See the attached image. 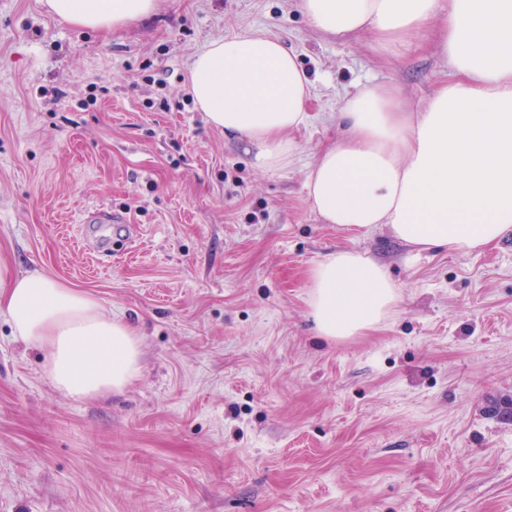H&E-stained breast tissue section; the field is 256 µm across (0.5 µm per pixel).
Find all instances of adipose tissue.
I'll list each match as a JSON object with an SVG mask.
<instances>
[{
	"instance_id": "adipose-tissue-1",
	"label": "adipose tissue",
	"mask_w": 512,
	"mask_h": 512,
	"mask_svg": "<svg viewBox=\"0 0 512 512\" xmlns=\"http://www.w3.org/2000/svg\"><path fill=\"white\" fill-rule=\"evenodd\" d=\"M53 15L109 30L156 11L158 0H46ZM319 31L370 34L384 51L409 48L443 13L436 40L449 80L408 111L398 90L366 85L335 120L345 137L321 149L306 189L328 224H382L419 251L474 254L512 236V0H298ZM187 87L208 123L247 141L260 171L290 163L291 131L310 120L312 84L294 54L260 30L212 39L188 69ZM398 293L385 270L355 250L311 272L309 309L318 335L345 339L380 327ZM15 336L45 354V373L64 396L122 391L140 369L135 330L90 294L32 270L0 290Z\"/></svg>"
}]
</instances>
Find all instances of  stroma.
Segmentation results:
<instances>
[{
  "instance_id": "stroma-1",
  "label": "stroma",
  "mask_w": 512,
  "mask_h": 512,
  "mask_svg": "<svg viewBox=\"0 0 512 512\" xmlns=\"http://www.w3.org/2000/svg\"><path fill=\"white\" fill-rule=\"evenodd\" d=\"M296 0H160L101 31L0 0V265L89 292L140 333L120 392L63 396L0 314V512H512V237L416 253L324 223L304 188L367 84L425 106L450 76L418 44L323 34ZM261 30L312 82L290 165L253 168L185 88L217 37ZM136 228L105 252L89 211ZM387 272L386 323L317 335L312 269Z\"/></svg>"
}]
</instances>
